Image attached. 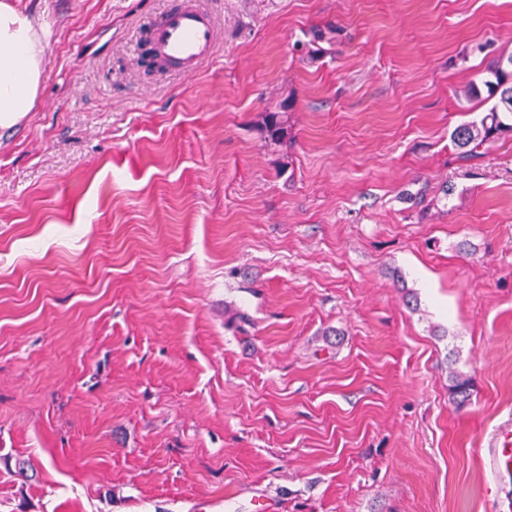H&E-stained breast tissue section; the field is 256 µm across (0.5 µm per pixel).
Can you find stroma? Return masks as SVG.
Here are the masks:
<instances>
[{"label":"stroma","mask_w":512,"mask_h":512,"mask_svg":"<svg viewBox=\"0 0 512 512\" xmlns=\"http://www.w3.org/2000/svg\"><path fill=\"white\" fill-rule=\"evenodd\" d=\"M17 2L49 38L0 130V512H494L512 136L452 133L512 0H200L193 76L140 59L172 0Z\"/></svg>","instance_id":"obj_1"}]
</instances>
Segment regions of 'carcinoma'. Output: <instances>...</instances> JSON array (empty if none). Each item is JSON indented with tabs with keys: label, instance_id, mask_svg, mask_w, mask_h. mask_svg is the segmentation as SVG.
Listing matches in <instances>:
<instances>
[{
	"label": "carcinoma",
	"instance_id": "cac0c4a2",
	"mask_svg": "<svg viewBox=\"0 0 512 512\" xmlns=\"http://www.w3.org/2000/svg\"><path fill=\"white\" fill-rule=\"evenodd\" d=\"M491 78L483 81L488 97L498 98L490 111L479 121L459 126L453 136L458 158L465 160L479 153V149L512 133V56L499 61L490 71ZM472 383L461 375L452 377L451 392L463 404L469 400Z\"/></svg>",
	"mask_w": 512,
	"mask_h": 512
}]
</instances>
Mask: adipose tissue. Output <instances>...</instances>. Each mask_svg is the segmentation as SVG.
<instances>
[{
  "mask_svg": "<svg viewBox=\"0 0 512 512\" xmlns=\"http://www.w3.org/2000/svg\"><path fill=\"white\" fill-rule=\"evenodd\" d=\"M46 42L33 18L0 0V128L16 125L35 106Z\"/></svg>",
  "mask_w": 512,
  "mask_h": 512,
  "instance_id": "ef3b65f1",
  "label": "adipose tissue"
}]
</instances>
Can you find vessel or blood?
Here are the masks:
<instances>
[{"label":"vessel or blood","mask_w":512,"mask_h":512,"mask_svg":"<svg viewBox=\"0 0 512 512\" xmlns=\"http://www.w3.org/2000/svg\"><path fill=\"white\" fill-rule=\"evenodd\" d=\"M148 47L160 65L185 75L196 74L216 54L218 30L213 17L196 0H174L148 29ZM485 465L502 483L512 484V424L492 437Z\"/></svg>","instance_id":"1"}]
</instances>
